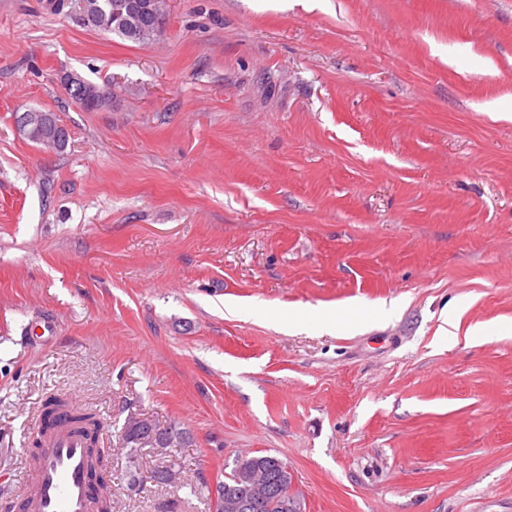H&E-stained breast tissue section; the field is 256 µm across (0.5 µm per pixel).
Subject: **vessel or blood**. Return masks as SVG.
Returning a JSON list of instances; mask_svg holds the SVG:
<instances>
[{
  "instance_id": "1",
  "label": "vessel or blood",
  "mask_w": 512,
  "mask_h": 512,
  "mask_svg": "<svg viewBox=\"0 0 512 512\" xmlns=\"http://www.w3.org/2000/svg\"><path fill=\"white\" fill-rule=\"evenodd\" d=\"M91 475L87 437L70 423L56 422L41 438L38 456L14 508L16 512H95L110 494Z\"/></svg>"
}]
</instances>
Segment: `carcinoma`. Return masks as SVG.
<instances>
[{
	"label": "carcinoma",
	"instance_id": "cac0c4a2",
	"mask_svg": "<svg viewBox=\"0 0 512 512\" xmlns=\"http://www.w3.org/2000/svg\"><path fill=\"white\" fill-rule=\"evenodd\" d=\"M90 13L92 20L89 26L133 43L145 45L156 34L153 20H138L132 30L125 25L123 18L105 7L103 0H92ZM71 94L93 103L92 109L97 110L110 104L112 84L99 85L78 77L72 82ZM67 141V130L56 121L46 134L39 136L37 144L58 152L65 148ZM41 415L39 430H45L64 416L91 440L97 436L101 425L95 413L71 406L57 395L46 398ZM120 439L124 447L131 449L129 463L132 467L130 475L133 476L137 449L153 444L165 447L177 439L186 441L189 436L174 426L160 430L130 415L122 427ZM214 507L215 512H301L302 499L298 492L292 490V474L288 465L274 455L257 451L234 460L230 472L224 475V481L217 483Z\"/></svg>",
	"mask_w": 512,
	"mask_h": 512
}]
</instances>
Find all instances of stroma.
Masks as SVG:
<instances>
[{
    "label": "stroma",
    "mask_w": 512,
    "mask_h": 512,
    "mask_svg": "<svg viewBox=\"0 0 512 512\" xmlns=\"http://www.w3.org/2000/svg\"><path fill=\"white\" fill-rule=\"evenodd\" d=\"M53 393L112 512H213L254 451L303 512H512V0H170L146 46L0 0V512ZM71 95H75L80 99L92 102L93 106L89 107L85 104L88 110H97L101 107L108 106L112 100V84L103 83L102 85L85 81L84 79L76 76V80L72 83ZM54 119V125H52L51 129L44 135H39L38 141H34L29 139L30 141L42 145L44 148L52 151H62L67 145L68 141V132L67 130L59 123L56 116L49 112ZM120 439L124 448H131L132 454L137 452V448H146L153 446H162L166 448L174 440L185 441L189 439L187 432L181 431L176 426H170L164 430L156 429L146 420L128 416L122 427Z\"/></svg>",
    "instance_id": "1"
}]
</instances>
